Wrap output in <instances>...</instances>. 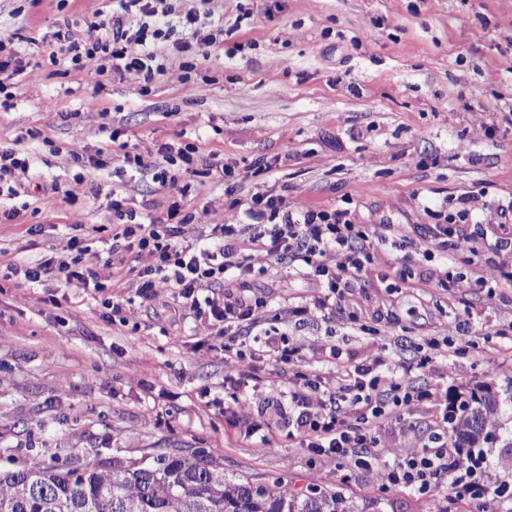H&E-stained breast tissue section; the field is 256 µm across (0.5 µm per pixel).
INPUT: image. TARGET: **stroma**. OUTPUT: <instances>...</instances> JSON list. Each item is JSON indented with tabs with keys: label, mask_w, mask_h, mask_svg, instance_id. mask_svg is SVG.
I'll return each instance as SVG.
<instances>
[{
	"label": "stroma",
	"mask_w": 512,
	"mask_h": 512,
	"mask_svg": "<svg viewBox=\"0 0 512 512\" xmlns=\"http://www.w3.org/2000/svg\"><path fill=\"white\" fill-rule=\"evenodd\" d=\"M169 38L151 80L104 72L96 60L66 61L69 36L85 32L115 0H0V39L23 69L0 88V145L29 159L15 195H0V469L8 459L60 456L138 460L160 448H215L227 477L301 495L342 491L378 512H466L447 487L422 493L386 487L376 471L314 455L292 439L295 417L272 384L299 385L316 372L373 359L420 360L441 353L410 380L465 396L489 387L512 395V0H167ZM196 11L224 28L211 61L197 54L181 18ZM185 51H177L178 43ZM492 101L497 111H483ZM189 147L197 171L132 172L125 151L161 162L162 144ZM81 146L99 159L84 167ZM70 196L48 204L51 185ZM256 195L283 209L347 211L374 246V263L344 291L331 315L313 308L321 284L293 259L232 282L241 297H264L265 328L287 333L303 357L283 367L243 366L210 350V329L170 291L149 302L135 288L132 251L113 248L119 198L137 219L164 222L172 206L207 205L247 223ZM471 196V223L452 224L471 252L448 262L438 216ZM210 224V226H211ZM40 226L31 234V226ZM210 226L188 240L214 248ZM83 240V265L104 292L81 282H28L23 268L69 261ZM489 267L497 284L460 295L437 288L445 274ZM119 302L112 315L104 296ZM470 324L459 335L458 322ZM338 347L339 358L329 356ZM235 381V392L224 389ZM249 408H233V398ZM484 442L489 486L512 479V408ZM440 425L436 400L414 402L377 425L387 446L405 448Z\"/></svg>",
	"instance_id": "obj_1"
}]
</instances>
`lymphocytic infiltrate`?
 Instances as JSON below:
<instances>
[{"mask_svg":"<svg viewBox=\"0 0 512 512\" xmlns=\"http://www.w3.org/2000/svg\"><path fill=\"white\" fill-rule=\"evenodd\" d=\"M167 0H122L121 10L111 17L88 25L89 33L73 39L70 62L98 59L110 70L138 78L151 79L157 57L156 42L167 34L156 25V19L167 16ZM112 213L122 220L121 236L139 266L137 294L142 301L152 300L158 289L171 291L174 299L197 315L206 317L211 329L210 347L234 353L238 360L258 361L272 358L280 365L298 361L296 348L287 346L283 338L270 331L259 330L258 319L267 302L255 297L249 300L226 292L229 276L247 277L256 271L255 257L280 260L298 257L308 268L309 276L323 285L325 293L315 302L320 312L332 311L337 295L358 279L374 259V246L368 235L347 219L345 212L302 209L282 210L273 199L255 196L250 213L248 241L251 255H242L235 225H211L221 243L217 250L198 249L186 240L183 227L189 223L208 224V208L183 215L180 221L167 224L126 223V210L121 199H113ZM72 255L70 263H54L45 259L29 266L25 278L37 283L47 276L83 285L97 283L96 273L81 266L85 252L78 240L68 239L64 245ZM335 252V264H327V252ZM222 289V296L200 297L203 287ZM251 329L244 339L228 335L231 326ZM373 365H357L348 382L336 387H322L314 379L289 391L272 387L276 396H287L289 404L299 408L300 429L304 447L319 455H333L362 463L370 455L383 462L380 476L387 486L428 491L440 480H448L456 497L487 505L490 487L465 482L455 477L460 465L448 446V439L434 434L420 448H382L374 433L375 423L388 414L409 407L420 396L419 391L396 380L378 384Z\"/></svg>","mask_w":512,"mask_h":512,"instance_id":"obj_1","label":"lymphocytic infiltrate"}]
</instances>
